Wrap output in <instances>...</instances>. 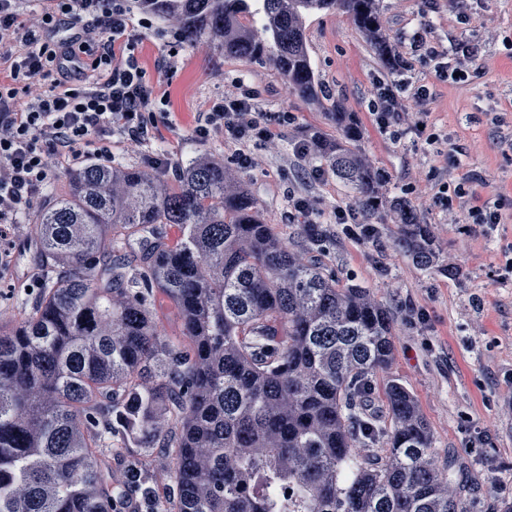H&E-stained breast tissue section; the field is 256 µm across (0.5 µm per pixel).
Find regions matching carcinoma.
Returning <instances> with one entry per match:
<instances>
[{
    "instance_id": "carcinoma-1",
    "label": "carcinoma",
    "mask_w": 512,
    "mask_h": 512,
    "mask_svg": "<svg viewBox=\"0 0 512 512\" xmlns=\"http://www.w3.org/2000/svg\"><path fill=\"white\" fill-rule=\"evenodd\" d=\"M183 43L270 64L302 100L327 90L301 47L341 12L387 55L382 0H136ZM320 159L358 205L400 218L397 247L436 266L430 231L380 190L341 105ZM178 227L166 240L161 226ZM35 307L0 326V512H472L402 384L367 410L394 356L390 317L359 285L304 257L261 219L224 160L186 159L169 184L87 161L33 215ZM182 322L161 334L151 298ZM137 449L140 491L112 480L113 444Z\"/></svg>"
}]
</instances>
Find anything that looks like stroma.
Here are the masks:
<instances>
[{
    "label": "stroma",
    "mask_w": 512,
    "mask_h": 512,
    "mask_svg": "<svg viewBox=\"0 0 512 512\" xmlns=\"http://www.w3.org/2000/svg\"><path fill=\"white\" fill-rule=\"evenodd\" d=\"M380 22L392 50L403 57H412L408 36L424 22L431 43H478L487 65L481 79L458 84L415 69L414 79L432 92L428 122L448 137L436 155L416 132L392 141L375 129L368 114L372 82L390 78L391 71L351 20L341 13L317 14L306 23L312 63L358 129L361 152L387 177L386 194L407 198L456 273L429 274L415 266L395 246L399 226L388 210L370 217L375 234L367 240L350 238L342 225H324L310 252L341 282L371 289L392 320L394 356L376 376L370 409L383 410L381 389L388 380L401 383L419 401L439 462L460 465L474 512H512V275L506 270L512 260V0H436L431 7L424 0H383ZM163 55L156 31H143L140 63L156 78L167 116L159 120L151 147L115 149L116 161L142 167L149 153L162 154L157 173L170 180L177 165L197 153L231 160L234 147L222 134L201 144L191 132L206 102L245 74L267 106L296 117L281 128L276 148L259 149L262 166L242 174L262 217L291 238L300 227L288 218L292 193L308 192L322 207L352 203L334 175L307 179L306 162L293 152L295 142L312 135L337 137L330 104L311 106L271 65L225 56L207 43L183 47L169 79L158 76ZM488 112L499 113L500 126L485 122ZM433 167L449 179L467 180L472 204L499 205L507 223H440L426 194L404 191ZM9 238L14 264L9 278L0 281L1 323L16 319L21 304H34L39 294L27 225H10Z\"/></svg>",
    "instance_id": "35a3bbf8"
}]
</instances>
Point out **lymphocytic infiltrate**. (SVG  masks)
Here are the masks:
<instances>
[{
  "label": "lymphocytic infiltrate",
  "mask_w": 512,
  "mask_h": 512,
  "mask_svg": "<svg viewBox=\"0 0 512 512\" xmlns=\"http://www.w3.org/2000/svg\"><path fill=\"white\" fill-rule=\"evenodd\" d=\"M19 0H0V223H19L54 170L88 160H112L114 144L142 146L154 134L162 111L155 85L138 60L133 0H35L20 11ZM414 60L404 69H433L439 79L471 82L483 76L475 45H432L425 28L411 37ZM431 100L427 85L408 79L374 82L368 104L375 127L392 138L424 125ZM291 112L274 111L246 76L235 78L213 99L192 136L208 141L221 133L235 147L237 170L260 165L255 148L275 146ZM433 206L447 224L459 221L456 201L469 195L466 182L439 170L426 177ZM291 218L306 224H345L368 239L374 227L357 207H319L305 194L291 198Z\"/></svg>",
  "instance_id": "f902f5d3"
}]
</instances>
